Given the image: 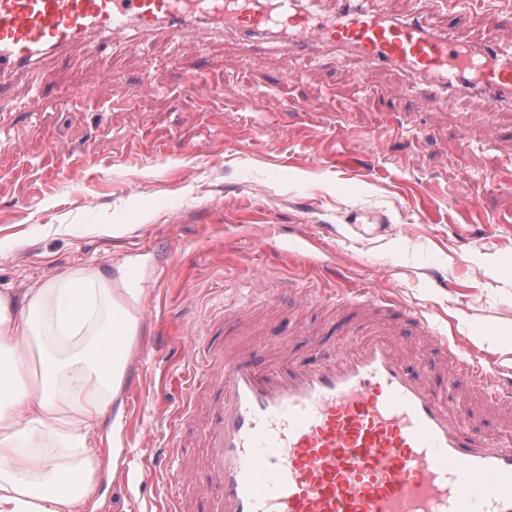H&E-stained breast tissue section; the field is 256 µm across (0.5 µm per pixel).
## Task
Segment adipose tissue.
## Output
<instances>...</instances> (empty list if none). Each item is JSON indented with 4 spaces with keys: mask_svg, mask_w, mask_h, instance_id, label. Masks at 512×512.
I'll return each mask as SVG.
<instances>
[{
    "mask_svg": "<svg viewBox=\"0 0 512 512\" xmlns=\"http://www.w3.org/2000/svg\"><path fill=\"white\" fill-rule=\"evenodd\" d=\"M140 295L79 270L0 291V512H81L102 460L93 425L122 394Z\"/></svg>",
    "mask_w": 512,
    "mask_h": 512,
    "instance_id": "ef3b65f1",
    "label": "adipose tissue"
}]
</instances>
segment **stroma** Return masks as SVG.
Returning a JSON list of instances; mask_svg holds the SVG:
<instances>
[{
    "label": "stroma",
    "mask_w": 512,
    "mask_h": 512,
    "mask_svg": "<svg viewBox=\"0 0 512 512\" xmlns=\"http://www.w3.org/2000/svg\"><path fill=\"white\" fill-rule=\"evenodd\" d=\"M424 20L454 39L489 28L478 8ZM347 137L355 159L335 166ZM45 139L63 162L41 158ZM128 268L142 330L123 406L100 420L121 452L95 512H161L157 452L188 395L189 339L225 306L266 313L259 335L225 319V342L343 346L323 301L294 320L268 304L283 281L395 289L464 355L512 367V102L208 31L177 45L131 28L47 57L0 93V290L19 303L80 269Z\"/></svg>",
    "instance_id": "1"
}]
</instances>
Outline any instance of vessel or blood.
I'll use <instances>...</instances> for the list:
<instances>
[{"mask_svg": "<svg viewBox=\"0 0 512 512\" xmlns=\"http://www.w3.org/2000/svg\"><path fill=\"white\" fill-rule=\"evenodd\" d=\"M129 28L173 42L199 29L290 51L342 47L367 69L393 67L445 92L512 99V51L448 40L414 16L401 20L355 0L316 11L299 0H0V84L39 60L109 42ZM370 307L410 320L449 360L445 375L413 364L392 332L369 328L342 350L272 354L216 340L164 451L176 466L167 512H512V368L462 356L392 295ZM466 379L503 425L442 395ZM205 451L188 458L183 423L209 393Z\"/></svg>", "mask_w": 512, "mask_h": 512, "instance_id": "obj_1", "label": "vessel or blood"}]
</instances>
